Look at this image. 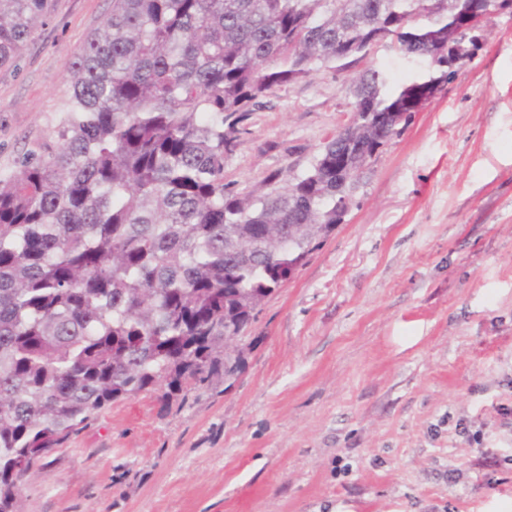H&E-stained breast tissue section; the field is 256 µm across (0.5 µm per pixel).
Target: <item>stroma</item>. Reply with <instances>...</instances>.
I'll list each match as a JSON object with an SVG mask.
<instances>
[{
  "mask_svg": "<svg viewBox=\"0 0 512 512\" xmlns=\"http://www.w3.org/2000/svg\"><path fill=\"white\" fill-rule=\"evenodd\" d=\"M112 0H49L0 67V172L54 142L66 63ZM348 77L276 89L225 161L301 170ZM225 385L116 402L25 480L22 512H512V19L360 175L342 224L262 304Z\"/></svg>",
  "mask_w": 512,
  "mask_h": 512,
  "instance_id": "1",
  "label": "stroma"
}]
</instances>
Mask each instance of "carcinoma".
<instances>
[{
	"instance_id": "cac0c4a2",
	"label": "carcinoma",
	"mask_w": 512,
	"mask_h": 512,
	"mask_svg": "<svg viewBox=\"0 0 512 512\" xmlns=\"http://www.w3.org/2000/svg\"><path fill=\"white\" fill-rule=\"evenodd\" d=\"M482 0H112L67 61L54 145L0 174V512H21L35 464L112 403L166 400L240 372L224 337L336 228L343 136L385 116L381 150L415 88L455 74L451 36ZM48 0H0V66L45 22ZM426 63L396 90L364 70L348 123L297 173L242 195L224 161L274 89L338 74L372 44Z\"/></svg>"
}]
</instances>
